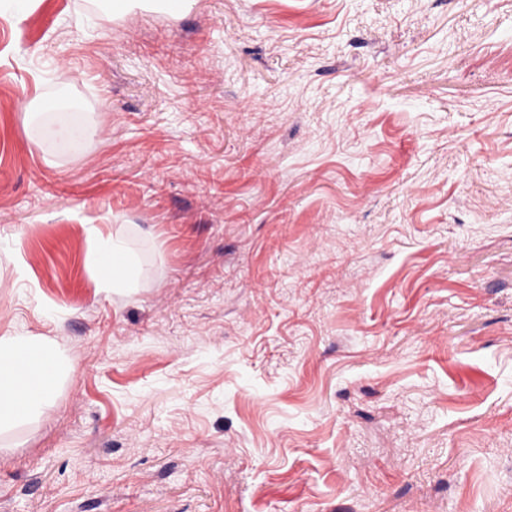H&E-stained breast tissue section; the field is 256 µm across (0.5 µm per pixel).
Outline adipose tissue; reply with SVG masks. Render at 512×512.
<instances>
[{
	"label": "adipose tissue",
	"instance_id": "ef3b65f1",
	"mask_svg": "<svg viewBox=\"0 0 512 512\" xmlns=\"http://www.w3.org/2000/svg\"><path fill=\"white\" fill-rule=\"evenodd\" d=\"M86 231L97 242L95 262L103 288L128 287L134 272L130 253L118 239L103 236L98 225H87ZM24 346L33 347L34 354L20 367L15 359ZM63 370L55 346L42 337L0 336V427L43 413Z\"/></svg>",
	"mask_w": 512,
	"mask_h": 512
}]
</instances>
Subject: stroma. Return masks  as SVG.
<instances>
[{"label":"stroma","instance_id":"1","mask_svg":"<svg viewBox=\"0 0 512 512\" xmlns=\"http://www.w3.org/2000/svg\"><path fill=\"white\" fill-rule=\"evenodd\" d=\"M3 335L0 512H512V0H0ZM86 232L97 241L95 262L98 266L104 289L127 288L132 280L134 263L124 245L114 237L105 238L95 224L86 225ZM108 259L117 260L118 264L106 265ZM23 346L35 349L20 369L15 359ZM63 371L55 346L41 336H0V427L43 413L51 404L54 381Z\"/></svg>","mask_w":512,"mask_h":512}]
</instances>
